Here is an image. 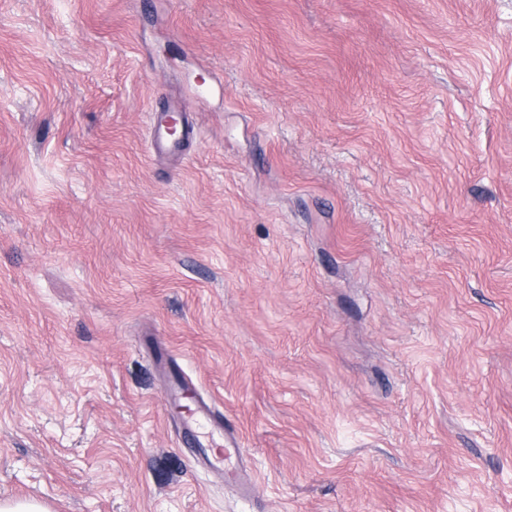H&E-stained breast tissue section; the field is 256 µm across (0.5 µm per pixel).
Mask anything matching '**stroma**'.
Returning <instances> with one entry per match:
<instances>
[{"mask_svg": "<svg viewBox=\"0 0 512 512\" xmlns=\"http://www.w3.org/2000/svg\"><path fill=\"white\" fill-rule=\"evenodd\" d=\"M159 112L197 134L147 152ZM165 360L237 428L193 461ZM512 512V0H0V500ZM225 430V440H223L224 452H218L213 456L204 455L201 457L200 461L209 465L211 469L220 470L226 477H231L237 482L241 487L243 492L246 495H254V484L246 479L241 480L238 472L232 470L224 469V461L226 459H231L232 457L237 460H241L244 452V448H241L239 442V434L236 428L232 424L226 425Z\"/></svg>", "mask_w": 512, "mask_h": 512, "instance_id": "obj_1", "label": "stroma"}]
</instances>
